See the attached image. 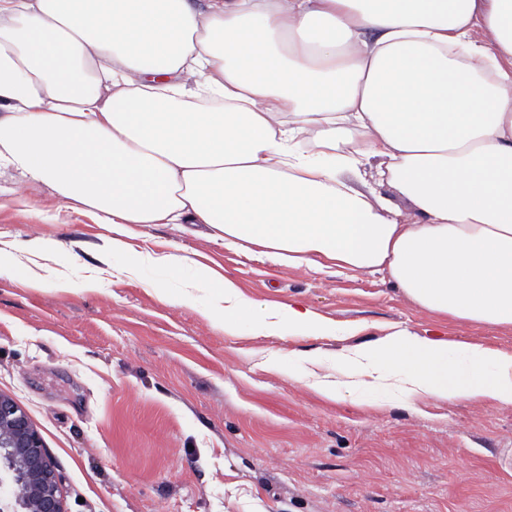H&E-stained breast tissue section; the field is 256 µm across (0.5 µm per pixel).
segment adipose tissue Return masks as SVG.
Here are the masks:
<instances>
[{
    "label": "adipose tissue",
    "instance_id": "1",
    "mask_svg": "<svg viewBox=\"0 0 512 512\" xmlns=\"http://www.w3.org/2000/svg\"><path fill=\"white\" fill-rule=\"evenodd\" d=\"M376 161L411 220L341 182ZM102 223L205 224L225 247L381 276L512 328V0H0V170ZM228 334L332 336L199 269ZM322 396L512 405V354L407 328Z\"/></svg>",
    "mask_w": 512,
    "mask_h": 512
}]
</instances>
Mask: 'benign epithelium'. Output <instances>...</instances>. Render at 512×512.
<instances>
[{
  "label": "benign epithelium",
  "instance_id": "1",
  "mask_svg": "<svg viewBox=\"0 0 512 512\" xmlns=\"http://www.w3.org/2000/svg\"><path fill=\"white\" fill-rule=\"evenodd\" d=\"M9 479L13 499L0 512H68L62 477L26 411L0 393V483Z\"/></svg>",
  "mask_w": 512,
  "mask_h": 512
}]
</instances>
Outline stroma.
Here are the masks:
<instances>
[{"mask_svg": "<svg viewBox=\"0 0 512 512\" xmlns=\"http://www.w3.org/2000/svg\"><path fill=\"white\" fill-rule=\"evenodd\" d=\"M112 227L0 174V392L56 462L69 512H512V406L289 379L293 350L339 374L346 346L406 327L512 354V329L435 316L380 277L224 247L203 224ZM188 256L178 274L143 254ZM301 303L335 336L225 334L198 267ZM193 290L185 305L181 297Z\"/></svg>", "mask_w": 512, "mask_h": 512, "instance_id": "obj_1", "label": "stroma"}]
</instances>
